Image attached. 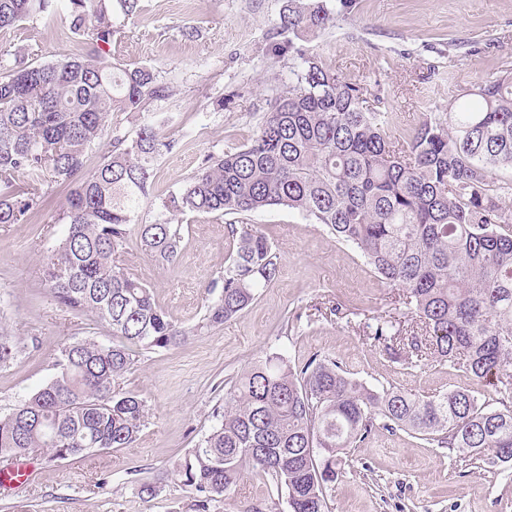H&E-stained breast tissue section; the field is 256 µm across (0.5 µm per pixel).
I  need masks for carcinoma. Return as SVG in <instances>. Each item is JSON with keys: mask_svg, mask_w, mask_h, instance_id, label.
Masks as SVG:
<instances>
[{"mask_svg": "<svg viewBox=\"0 0 512 512\" xmlns=\"http://www.w3.org/2000/svg\"><path fill=\"white\" fill-rule=\"evenodd\" d=\"M70 29L112 45L124 24L113 0H67ZM53 0H0V32L48 14ZM336 21L323 0H288L282 28L294 35L278 53L297 60L254 140L209 155L176 193L160 199L161 218L137 224L144 250L178 255L181 215L242 214L272 206L298 211L360 252L377 275L401 288L411 317L375 318L373 339L390 357L458 366L512 394V183L489 173L512 167V72L486 78L445 116L419 125L406 144L391 139L385 113L366 106L368 89L347 81L294 39ZM149 66L112 61L100 49L81 59L38 62L0 53V224H20L51 180L68 187L65 237L43 259L55 301L96 324L112 341L68 343L56 374L0 418V459L34 452L55 460L96 448H129L144 425L146 401L121 380L142 349H167L244 311L278 279L280 256L253 224H230L236 244L212 287L218 299L200 323L172 322L153 292L122 264L141 202L155 196V166L180 146L147 122L134 136L112 129L114 112L146 113L173 95ZM109 137L96 171L81 177L89 149ZM0 334V369L22 351ZM200 443L176 465L200 512L234 493L249 469L287 494L290 512H327L328 491L347 450L381 418L429 444L512 462V400L492 409L469 390L419 396L372 388L329 357L304 363L273 352L245 369Z\"/></svg>", "mask_w": 512, "mask_h": 512, "instance_id": "cac0c4a2", "label": "carcinoma"}]
</instances>
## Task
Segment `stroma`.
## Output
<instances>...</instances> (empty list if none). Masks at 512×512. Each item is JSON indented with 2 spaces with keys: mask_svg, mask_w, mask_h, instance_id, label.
Wrapping results in <instances>:
<instances>
[{
  "mask_svg": "<svg viewBox=\"0 0 512 512\" xmlns=\"http://www.w3.org/2000/svg\"><path fill=\"white\" fill-rule=\"evenodd\" d=\"M287 0H141V11L112 46L114 60L151 66L175 92L152 110L181 149L155 169L161 194L178 191L207 155L250 143L293 63L276 55L275 33ZM336 24L303 44L352 82H380L381 111L393 139L407 142L426 118L475 90L488 74L512 66V0H355ZM0 48L32 49L41 61L81 58L91 42L69 27L65 0L55 13L0 33ZM49 206L25 223L0 226V333L23 339L14 364L0 370V417L28 400L55 372L60 348L104 340L105 326L61 308L42 284V260L64 238L59 206L66 190L45 183ZM266 235L282 262L279 279L260 289L236 318L186 344L143 350L123 379L148 415L137 441L62 462L37 457L32 479L1 492L0 512H197L194 494L174 472L212 426L213 411L240 374L266 351L302 363L330 356L375 388L432 394L457 388L496 401L493 387L447 363L423 368L390 359L365 334L386 315L399 289L380 279L360 254L298 212L271 207L242 215ZM232 216L188 215L181 247L167 262L127 242L124 262L178 325H196L219 292L211 283L235 249ZM144 484L156 493L141 495ZM289 512L286 495L265 477L245 475L209 512ZM329 512H512V467L467 457L409 432L376 424L351 450L328 497Z\"/></svg>",
  "mask_w": 512,
  "mask_h": 512,
  "instance_id": "1",
  "label": "stroma"
}]
</instances>
